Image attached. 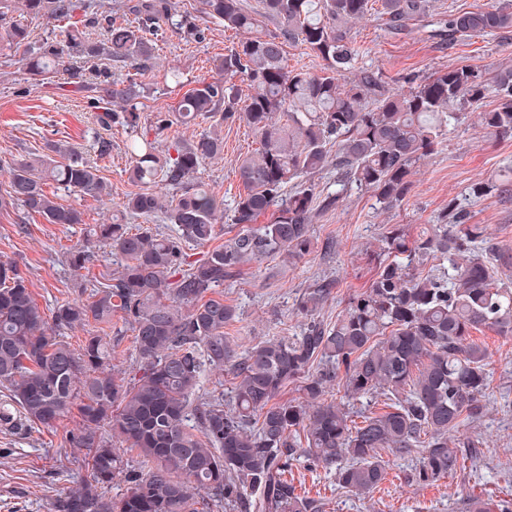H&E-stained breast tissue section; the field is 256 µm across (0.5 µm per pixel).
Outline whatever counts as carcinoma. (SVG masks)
Returning a JSON list of instances; mask_svg holds the SVG:
<instances>
[{"label": "carcinoma", "instance_id": "carcinoma-1", "mask_svg": "<svg viewBox=\"0 0 512 512\" xmlns=\"http://www.w3.org/2000/svg\"><path fill=\"white\" fill-rule=\"evenodd\" d=\"M181 2L128 0L133 21L116 23L107 11L74 20L79 0H0V47L33 76L76 80L96 93L102 126L132 132L128 174L140 189L127 196L124 210L146 218L160 212L177 228L162 235L120 222L97 225L96 242L123 258L121 271L86 300L58 302L46 312L17 268L0 261V389L7 392L0 428L50 429L74 408L80 418L70 442L83 452L88 476L55 494L49 512H217L233 503L243 512H319L288 480L300 459L335 470L337 486L363 499L386 479L384 452L415 456L410 478L418 486L457 471L467 449L481 445L460 427L479 415L489 385L488 351L470 333L484 327L512 335V286L498 278L512 257L478 250L489 237L486 225L459 223L452 206V223L433 224L416 239L391 225L370 251V284L349 296L334 324L313 319L331 294L330 285L319 284L299 299L298 313L309 319L301 335L266 339L241 354L224 335L236 309L211 292L246 264L310 252L315 207L332 209L341 199L339 191L315 193L311 180L327 166H335L342 188L367 190L389 212L406 201L412 168L442 143L461 108L497 98V107L477 118L487 133L512 137V69H494L484 79L454 67L394 87L357 65L351 29L370 0H262L260 13L246 10L243 0H197L193 13ZM426 2L380 0V15L397 34L424 14ZM41 18L65 27L34 47L29 26ZM269 18L278 21L273 34L264 32ZM200 19L245 37L216 60L215 76L182 96L175 117L184 124L204 115L242 121L260 148L238 167L245 192L232 205L231 223L242 230L190 265L183 243L210 242L224 218V199L196 183L206 161L223 154L224 137L209 131L175 156H161L157 141L141 131L142 83L130 77L118 87L99 62L144 72L153 66V36L170 28L200 40ZM102 24L107 37H92ZM511 31V3L448 19L450 42ZM296 45L322 59L319 72L288 68L286 47ZM238 76L252 90L245 98ZM47 150L13 162L0 209L16 204L50 224H80L81 211L59 205L44 185L91 196L106 185L78 151L58 143ZM158 179L180 195L162 202L151 189ZM428 260L429 270L420 269ZM95 261L89 246L70 257L76 269ZM90 325L78 347L66 340L67 332ZM125 328L134 336L139 373L129 379L112 366V336ZM207 368L232 373L229 400L217 388L199 396ZM290 383L302 399L278 400ZM335 385L344 394L328 403L324 395ZM379 396L385 407L356 422L350 405ZM115 438L122 447L112 446ZM133 450L136 467L125 458ZM120 475L126 492L107 495Z\"/></svg>", "mask_w": 512, "mask_h": 512}]
</instances>
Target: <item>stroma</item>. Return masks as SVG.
I'll list each match as a JSON object with an SVG mask.
<instances>
[{
  "mask_svg": "<svg viewBox=\"0 0 512 512\" xmlns=\"http://www.w3.org/2000/svg\"><path fill=\"white\" fill-rule=\"evenodd\" d=\"M487 2L430 0L425 16L410 22L400 35L390 34L378 11L369 10L351 31L360 51L358 62L398 84L450 67L466 66L485 75L498 66L512 65V32L475 34L451 44L441 36L449 15ZM238 40L236 32L215 21L208 23L201 42L170 31L155 38L154 67L141 78L144 96L138 110L146 130L153 128L157 116L169 117L168 126L157 137L160 150L192 143L209 130L211 119L184 125L172 114L185 91L213 76L215 60ZM172 66L182 74L181 85L164 78ZM89 97V92L64 76L35 80L19 68L10 51L0 50V197L9 188L10 161L41 153L51 141L81 152L109 187L107 195L91 197L47 184V192L58 204L82 211L79 224H51L20 206L0 209V260L17 267L44 311L64 300L85 299L86 289L110 282L120 268L119 258L107 253L80 270L69 262L71 251L88 245L93 226L122 214L128 194L136 190L127 174L125 128H102ZM222 133L224 155L206 163L198 181L228 201L243 193L238 165L260 143L242 122L225 124ZM101 138L111 141L110 154H99ZM511 171L512 138L487 134L475 112L466 111L459 123L449 126L434 154L414 168L411 192L399 209L379 211L369 192L351 189L338 208L315 211L310 254L292 263L280 257L253 263L225 282L224 300L237 312L226 335L234 337L242 350L273 336L299 335L305 320L297 313V299L317 283L331 284L332 293L315 318L335 323L349 295L365 289L374 273L366 246L376 243L392 224L405 225L410 236H419L440 223L452 201L463 210L467 223L488 225L496 250L512 254V189L495 190L478 199L467 194L471 185ZM472 337L489 353L483 413L465 425L481 442L474 460L447 478L418 487L408 482L412 458L386 455L387 479L367 499L345 493L334 474L304 463L292 466L289 480L299 491L320 500L322 512H468L466 502L472 496L512 502V336L482 328L473 331ZM79 422L78 414L72 412L52 429L15 434L0 430V512H48L53 495L85 478L82 453L69 445Z\"/></svg>",
  "mask_w": 512,
  "mask_h": 512,
  "instance_id": "obj_1",
  "label": "stroma"
}]
</instances>
